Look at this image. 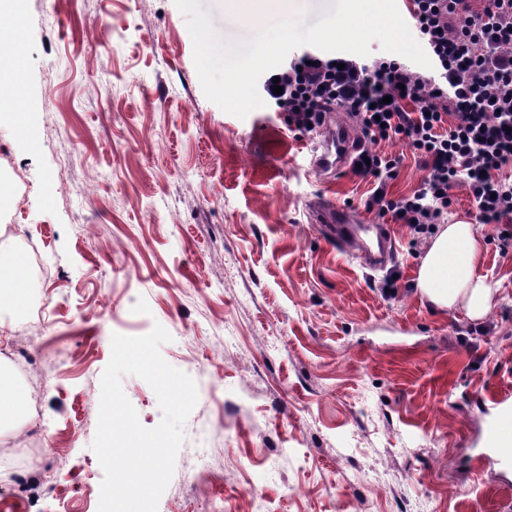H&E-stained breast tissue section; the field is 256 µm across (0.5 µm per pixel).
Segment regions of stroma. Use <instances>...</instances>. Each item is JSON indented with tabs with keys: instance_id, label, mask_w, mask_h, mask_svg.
I'll return each instance as SVG.
<instances>
[{
	"instance_id": "35a3bbf8",
	"label": "stroma",
	"mask_w": 512,
	"mask_h": 512,
	"mask_svg": "<svg viewBox=\"0 0 512 512\" xmlns=\"http://www.w3.org/2000/svg\"><path fill=\"white\" fill-rule=\"evenodd\" d=\"M281 2L202 0L232 40ZM0 44L24 60L0 106L16 184L0 225L39 237L53 272L26 280L53 312L43 335L0 306L9 357L48 372L32 426L0 439V512H98L111 337L156 324L198 392L158 512H512V467L485 459V423L512 397V252L491 227L493 313L433 310L415 287L424 245L368 209L369 182L312 171L273 101L241 119L206 98L174 0H25ZM375 149L402 159L392 196L419 188L405 143ZM322 196L389 224L385 268L312 224ZM122 384L156 427L152 388Z\"/></svg>"
}]
</instances>
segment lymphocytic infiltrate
Segmentation results:
<instances>
[{
	"mask_svg": "<svg viewBox=\"0 0 512 512\" xmlns=\"http://www.w3.org/2000/svg\"><path fill=\"white\" fill-rule=\"evenodd\" d=\"M409 15L431 57L428 76L395 59L294 58L264 90L289 130L316 132L330 112L353 115L375 142L411 147L425 172L412 194L392 199L398 157L359 149L351 172L375 183L369 199L418 235L444 223L454 187H464L478 224L494 225L512 251V0H411Z\"/></svg>",
	"mask_w": 512,
	"mask_h": 512,
	"instance_id": "1",
	"label": "lymphocytic infiltrate"
}]
</instances>
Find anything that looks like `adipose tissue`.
<instances>
[{"label": "adipose tissue", "instance_id": "ef3b65f1", "mask_svg": "<svg viewBox=\"0 0 512 512\" xmlns=\"http://www.w3.org/2000/svg\"><path fill=\"white\" fill-rule=\"evenodd\" d=\"M478 225L466 222L439 225L429 238L421 260L416 287L438 310L463 309L474 321L487 318L495 307L493 290L478 275L483 257ZM31 418L10 377L8 358L0 353V435L22 430Z\"/></svg>", "mask_w": 512, "mask_h": 512}]
</instances>
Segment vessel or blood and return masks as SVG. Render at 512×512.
I'll return each instance as SVG.
<instances>
[{
	"label": "vessel or blood",
	"mask_w": 512,
	"mask_h": 512,
	"mask_svg": "<svg viewBox=\"0 0 512 512\" xmlns=\"http://www.w3.org/2000/svg\"><path fill=\"white\" fill-rule=\"evenodd\" d=\"M357 149L358 144L348 126L330 115L319 138L308 145L309 164L316 170L336 171L350 164ZM316 220L335 225L338 241H356L370 268L381 267L391 252L392 238L387 225L360 223L349 210L332 202L319 206ZM485 436L492 461L505 467L512 466V418L504 416L490 421Z\"/></svg>",
	"instance_id": "vessel-or-blood-1"
}]
</instances>
